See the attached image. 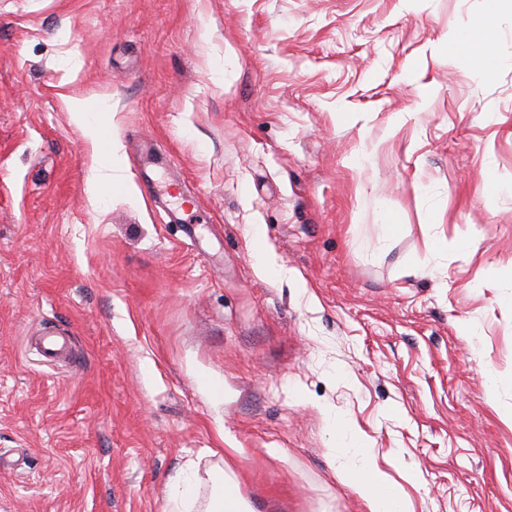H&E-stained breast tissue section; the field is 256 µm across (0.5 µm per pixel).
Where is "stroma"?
<instances>
[{
  "label": "stroma",
  "instance_id": "35a3bbf8",
  "mask_svg": "<svg viewBox=\"0 0 512 512\" xmlns=\"http://www.w3.org/2000/svg\"><path fill=\"white\" fill-rule=\"evenodd\" d=\"M508 414L512 0H0V512H512ZM105 109H107V105L102 103L97 106V110L100 112H94L81 99H73L70 103V115L72 120L82 129L94 153L100 143L104 126L101 115L108 113L103 112ZM349 480L364 496L369 512H409L406 500L389 487L386 475L368 462ZM221 482L220 493L207 511L249 512L246 502L238 492L237 485L234 482L228 481L224 483L223 473Z\"/></svg>",
  "mask_w": 512,
  "mask_h": 512
}]
</instances>
